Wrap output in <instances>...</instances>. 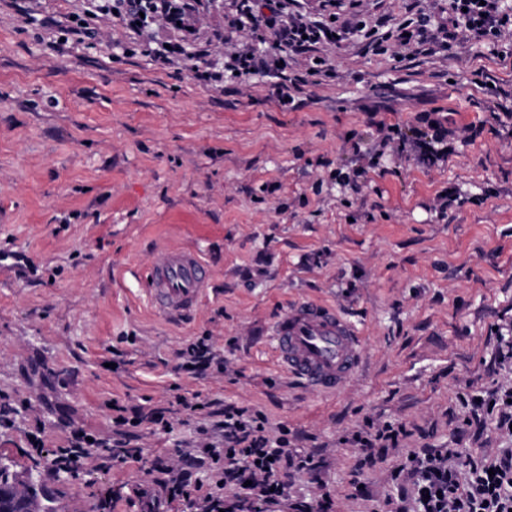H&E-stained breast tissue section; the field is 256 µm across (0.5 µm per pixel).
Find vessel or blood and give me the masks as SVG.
<instances>
[{
    "label": "vessel or blood",
    "instance_id": "obj_1",
    "mask_svg": "<svg viewBox=\"0 0 512 512\" xmlns=\"http://www.w3.org/2000/svg\"><path fill=\"white\" fill-rule=\"evenodd\" d=\"M209 282V270L196 250L157 251L147 272L150 305L164 318L187 320L203 303ZM272 337L278 367L324 395L336 394L361 363L358 327L327 305L294 304L274 322Z\"/></svg>",
    "mask_w": 512,
    "mask_h": 512
}]
</instances>
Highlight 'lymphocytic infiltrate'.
Listing matches in <instances>:
<instances>
[{
  "label": "lymphocytic infiltrate",
  "mask_w": 512,
  "mask_h": 512,
  "mask_svg": "<svg viewBox=\"0 0 512 512\" xmlns=\"http://www.w3.org/2000/svg\"><path fill=\"white\" fill-rule=\"evenodd\" d=\"M334 5V0H318L311 12L303 0H232L226 28L199 39L192 0H90L83 14L72 16L63 37L84 42L92 34L91 22L111 18L158 65L172 66L191 54L194 78L216 87L223 85L225 72L247 76L263 71L273 78L279 102L292 106L295 91L309 78L330 75L322 54L325 45L372 35L360 18L336 19ZM441 31L447 40L471 32L494 45L512 31V10L504 0H448ZM263 40L301 60L303 71L269 67L255 47ZM221 49L227 52L224 68L211 67V56ZM177 402L205 418L198 439L180 450L177 465L159 462L147 470L145 485L121 495L105 492L98 500V512H113L122 498L138 500L140 512H174L185 502L193 512H243L247 500L274 508L288 504L294 512H334L327 495L314 504L289 503V478L317 471L322 461L318 452L304 454L291 448L287 433L272 436L262 412L195 395L178 396ZM112 410L111 436L92 437L83 428H71L66 446L54 454L53 466L71 468L90 462L95 468L110 469L113 458H136L133 442L143 425L168 426L159 407L116 404ZM405 433V425L389 424L353 435L358 466H376L380 449L395 447ZM411 474L418 512H512V449L488 459L463 457L454 449L424 448L415 453ZM228 489L233 492L229 498L224 495Z\"/></svg>",
  "instance_id": "1"
}]
</instances>
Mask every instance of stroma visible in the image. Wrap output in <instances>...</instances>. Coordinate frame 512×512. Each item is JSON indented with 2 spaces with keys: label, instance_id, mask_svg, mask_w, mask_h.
Here are the masks:
<instances>
[{
  "label": "stroma",
  "instance_id": "stroma-1",
  "mask_svg": "<svg viewBox=\"0 0 512 512\" xmlns=\"http://www.w3.org/2000/svg\"><path fill=\"white\" fill-rule=\"evenodd\" d=\"M448 0H358L346 13L390 25ZM84 0H24L0 9V461L19 479L43 469L69 424L111 435L105 400L168 408V431L143 428L140 461L43 477L55 512H95L100 492L139 483L156 458L176 462L200 419L174 388L262 411L292 446L324 444V466L294 475L290 501L327 494L337 512H390L412 480L410 453L512 448L497 414L480 438L464 394L512 387L494 328L512 330V135L486 112L512 90V37L502 54L475 37L406 56L344 42L331 77L295 110L267 78L194 80L190 59L161 67L125 50L120 26L52 49L50 27ZM437 112L468 124L447 161L417 163L412 142L384 148L377 123L404 134ZM348 175L336 180L335 171ZM197 250L208 297L188 322L155 314L145 290L153 253ZM299 301L335 307L360 329L361 368L336 394L292 384L275 366L271 327ZM210 337L223 373L179 368L178 350ZM406 423L386 461L356 470L346 439L366 422Z\"/></svg>",
  "mask_w": 512,
  "mask_h": 512
}]
</instances>
